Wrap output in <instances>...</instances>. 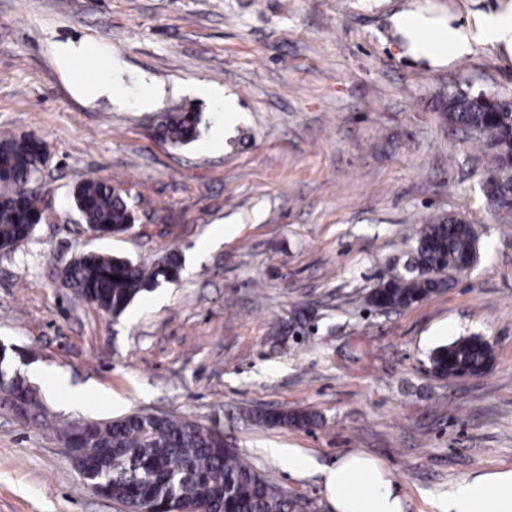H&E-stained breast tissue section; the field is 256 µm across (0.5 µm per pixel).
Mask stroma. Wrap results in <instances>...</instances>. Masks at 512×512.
<instances>
[{
  "mask_svg": "<svg viewBox=\"0 0 512 512\" xmlns=\"http://www.w3.org/2000/svg\"><path fill=\"white\" fill-rule=\"evenodd\" d=\"M501 0H0V134L46 147L47 219L0 251V341L61 420L134 412L218 427L259 473L335 512L322 471L380 460L406 512H437L463 475L512 469V212L488 206L477 142L444 120L448 89L512 94V58L477 43L456 61L414 58L401 13L474 21ZM90 47L112 94L89 98L58 64ZM224 87L216 111L194 82ZM154 91L144 110L138 97ZM202 115L184 147L160 113ZM91 177L127 189L130 233L96 238L69 196ZM454 214L479 259L421 302L381 313L380 273L412 257V231ZM180 252L179 282L119 316L78 300L67 262L105 252L153 266ZM477 334L482 377L443 381L432 349ZM67 376L70 391L50 375ZM311 409L310 430L255 423L246 408ZM297 448L299 473L272 458ZM0 512H124L88 489L59 435L0 409ZM201 115L184 105L163 112L154 133L160 140L174 147H183L196 141L200 135Z\"/></svg>",
  "mask_w": 512,
  "mask_h": 512,
  "instance_id": "obj_1",
  "label": "stroma"
}]
</instances>
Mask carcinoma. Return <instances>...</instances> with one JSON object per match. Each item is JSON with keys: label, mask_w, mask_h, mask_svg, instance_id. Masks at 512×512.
I'll list each match as a JSON object with an SVG mask.
<instances>
[{"label": "carcinoma", "mask_w": 512, "mask_h": 512, "mask_svg": "<svg viewBox=\"0 0 512 512\" xmlns=\"http://www.w3.org/2000/svg\"><path fill=\"white\" fill-rule=\"evenodd\" d=\"M508 97L496 93L448 90L441 112L448 125L481 141L486 150L492 191L489 206L512 211V112ZM201 115L176 106L159 116L154 133L174 147L196 141ZM41 143L29 137L0 136V251L13 248L45 220L41 200L27 185L40 173ZM80 223L103 237L120 235L135 223L122 188L105 178L82 182L73 194ZM416 257L400 271L384 272L368 296L380 312L410 307L448 286L459 270L472 266L478 242L472 225L455 216H437L414 230ZM183 260L172 251L152 268L123 257L90 253L67 264L63 285L74 296L118 317L144 293L180 280ZM119 280L114 281L112 277ZM492 360V347L481 336H462L433 349L429 365L437 377L456 380ZM0 408L18 419L50 422L39 390L17 376L11 355L0 359ZM250 418L272 427L298 430L316 425L310 410L250 409ZM63 445L86 471L108 476L105 496L137 510L157 512H296L295 498L276 481L256 472L221 430L193 420L151 413L98 420L80 419L61 432Z\"/></svg>", "instance_id": "obj_1"}]
</instances>
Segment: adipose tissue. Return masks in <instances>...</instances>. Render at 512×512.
<instances>
[{
	"label": "adipose tissue",
	"mask_w": 512,
	"mask_h": 512,
	"mask_svg": "<svg viewBox=\"0 0 512 512\" xmlns=\"http://www.w3.org/2000/svg\"><path fill=\"white\" fill-rule=\"evenodd\" d=\"M397 29L412 52L431 64L453 62L474 43L497 46L512 57V0H503L492 14L472 23L437 21L418 14H400ZM324 487L336 512H404L405 497L383 464L361 452H350L323 472ZM440 512H512V469L476 472L451 488Z\"/></svg>",
	"instance_id": "obj_1"
}]
</instances>
